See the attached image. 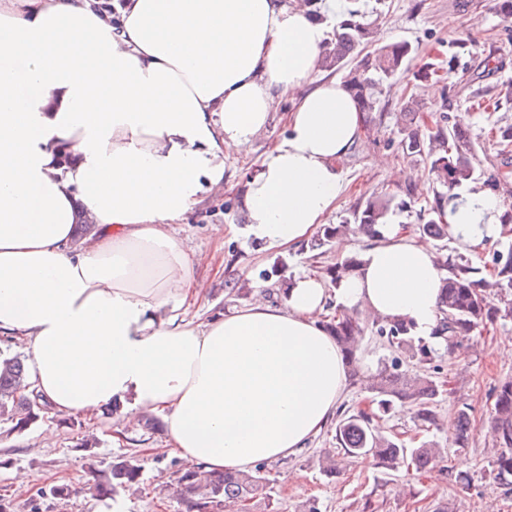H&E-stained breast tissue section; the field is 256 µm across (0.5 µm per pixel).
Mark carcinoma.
<instances>
[{"label":"carcinoma","mask_w":512,"mask_h":512,"mask_svg":"<svg viewBox=\"0 0 512 512\" xmlns=\"http://www.w3.org/2000/svg\"><path fill=\"white\" fill-rule=\"evenodd\" d=\"M416 52L407 41L374 45V30L358 8L336 24L334 39L322 54L319 67L323 71L342 74L343 86L355 99L363 120L371 124L379 112L380 94L384 84L392 81L405 63ZM448 98L439 106V120L432 127L418 124L416 112L421 103L411 89L404 90L400 111L405 116V126L398 149L405 156H420L427 163V176L433 185L434 200L419 212V221L425 236L433 241L435 261L446 272L439 306V323L436 336L441 338L448 351L487 324L512 318V250L497 252L491 267H479L465 255L457 252L448 255L450 224L445 208L448 192L468 184L480 176V159L470 141L466 126L456 115H449ZM499 166L497 173L487 179L494 189L508 182L512 174V124L497 130ZM410 202L394 197L373 194L357 203L352 210L354 223L368 236H382L384 224L394 207L406 208ZM360 259L351 256L333 266L331 281L338 283L352 273ZM326 328L336 340L346 363L356 362V339L365 335L369 324L355 310L337 312L326 322ZM376 333L386 336L405 350L414 360L427 355L417 349L409 324L397 321L377 326ZM26 377L25 359L18 355L0 357V419L13 423V429L24 431L39 421L48 405L33 394L21 392ZM366 389L372 394L376 410L360 411L341 419L336 425L337 448L326 449L319 464L328 473H336V450L351 459H371L383 468L395 471L407 464L417 471L425 470L443 460V452L430 442L417 448H405L395 436L384 434L377 422L398 403H407L413 409L419 426L429 429L438 425L435 411L443 394L442 385L425 369L414 372L382 369L371 377ZM489 422L494 434L495 447L499 448L495 479L512 483V380L498 387ZM457 447L469 444L472 420L463 407L456 411L451 423ZM141 464L138 455L129 453L118 457L109 470H101L85 485L91 496L110 499L121 490H130L140 484ZM177 487L182 496L185 512H225L229 506L252 507L263 500L271 506L269 478L264 467L251 471H208L201 467L185 469L178 473Z\"/></svg>","instance_id":"carcinoma-1"}]
</instances>
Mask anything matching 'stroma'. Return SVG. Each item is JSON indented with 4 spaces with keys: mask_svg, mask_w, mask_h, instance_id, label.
Listing matches in <instances>:
<instances>
[{
    "mask_svg": "<svg viewBox=\"0 0 512 512\" xmlns=\"http://www.w3.org/2000/svg\"><path fill=\"white\" fill-rule=\"evenodd\" d=\"M355 7L373 22L379 42L406 41L418 52L385 92L388 105L382 116L364 126L357 142L338 162L343 190L326 218L331 225L343 223L357 202L374 193L398 196L409 187L418 205L432 202L425 162L404 157L397 150L402 125L398 106L404 87L415 84L423 103L419 121L431 125L438 120L440 85L415 82L414 74L427 61L447 59L452 39L465 34L473 39L451 76L458 84L451 108L469 124L484 172H494L497 162L490 129L512 124V100L502 101L495 110L471 106L474 99L512 90V20L496 12L492 0H338L332 9L325 0L317 4L330 28ZM476 18L481 21L477 28L472 25ZM292 106L290 97H282L266 132L252 146L225 148L223 193L205 197L170 227L195 260V276L203 288L201 299L187 311L194 322L205 323L217 314L242 308L259 291L271 304H282L284 277L274 271L278 259L287 261L288 276L312 273L324 277L336 262L361 255L370 243L369 238L345 231L326 243L314 233L292 247L278 248L247 235L240 208L246 181L284 137ZM425 345L430 357L424 367L444 389L436 407L438 426L420 430L406 404L397 406L381 426L409 448L422 439L436 442L447 449L446 461L421 472L390 471L369 459L343 461L332 476L320 469L321 450L336 443L338 419L367 409L366 377L391 363L409 371L417 367L400 350L391 348L386 338L370 331L361 341L357 373L348 378L332 419L295 455L266 463L273 504H258L254 512H304L311 505L317 512H438L442 507L448 512H512V485L494 479L497 450L486 423L496 388L512 379V318L489 325L452 352L433 339ZM461 406L468 407L473 422L465 448L455 447L450 429V419ZM115 425L106 411L91 420L51 412L22 432H8L6 423L0 422V512H183L173 490L183 462L169 450L166 427L151 431L140 422L120 433ZM129 452L141 459V492L122 491L111 500L83 492L89 465L104 470L117 456ZM287 470L302 472V480L284 484L280 476ZM22 472L33 475L34 483L18 485L16 476ZM61 484L71 486L70 495L47 496L49 487Z\"/></svg>",
    "mask_w": 512,
    "mask_h": 512,
    "instance_id": "stroma-1",
    "label": "stroma"
}]
</instances>
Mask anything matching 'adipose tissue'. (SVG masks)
<instances>
[{
    "label": "adipose tissue",
    "instance_id": "obj_1",
    "mask_svg": "<svg viewBox=\"0 0 512 512\" xmlns=\"http://www.w3.org/2000/svg\"><path fill=\"white\" fill-rule=\"evenodd\" d=\"M99 3L0 0V335L25 341L28 388L58 413L122 404L131 425L148 409L189 466L287 458L346 386L328 295L429 336L443 273L398 226L334 291L305 275L284 307L187 320L194 262L169 226L223 188L225 147L249 148L294 95L243 198L252 234L290 247L333 210L362 116L317 77L328 29L285 0H126L116 24ZM497 217L488 190L448 202L472 248Z\"/></svg>",
    "mask_w": 512,
    "mask_h": 512
}]
</instances>
